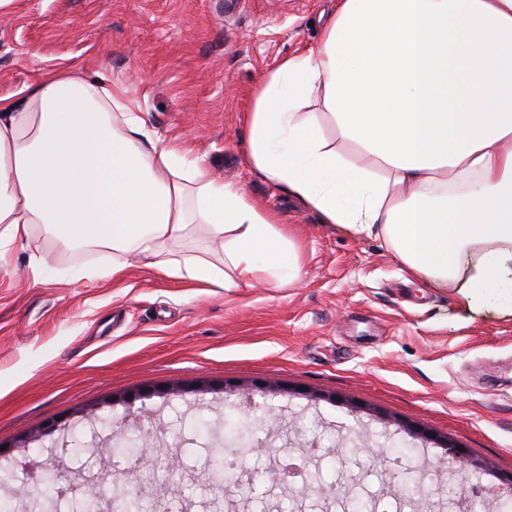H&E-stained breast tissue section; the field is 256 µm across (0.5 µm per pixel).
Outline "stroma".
Wrapping results in <instances>:
<instances>
[{"label":"stroma","mask_w":512,"mask_h":512,"mask_svg":"<svg viewBox=\"0 0 512 512\" xmlns=\"http://www.w3.org/2000/svg\"><path fill=\"white\" fill-rule=\"evenodd\" d=\"M337 0H12L0 9V97L48 70L104 72L161 138L290 228L299 281L198 294L133 262L124 279H81L112 262L42 228L0 269V466L52 468L51 512H83L77 477L110 483L96 448L148 427L137 486L170 512H448L455 448L512 499V261L500 288L408 272L380 236L325 224L246 160L245 114L267 76L317 44ZM48 275H33L32 258ZM262 418L263 446L236 450L246 479L215 490L225 421ZM360 450H353L354 442ZM419 494H394L407 472Z\"/></svg>","instance_id":"stroma-1"}]
</instances>
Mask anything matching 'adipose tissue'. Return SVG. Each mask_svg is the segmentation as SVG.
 Masks as SVG:
<instances>
[{
	"instance_id": "obj_1",
	"label": "adipose tissue",
	"mask_w": 512,
	"mask_h": 512,
	"mask_svg": "<svg viewBox=\"0 0 512 512\" xmlns=\"http://www.w3.org/2000/svg\"><path fill=\"white\" fill-rule=\"evenodd\" d=\"M248 128V164L322 223L383 235L427 279L498 286L512 257V0H339L318 44L264 81ZM198 225L220 259L180 252ZM36 226L111 249L88 279L134 260L203 288L301 277L276 218L158 137L103 75L51 71L0 97L1 268Z\"/></svg>"
}]
</instances>
